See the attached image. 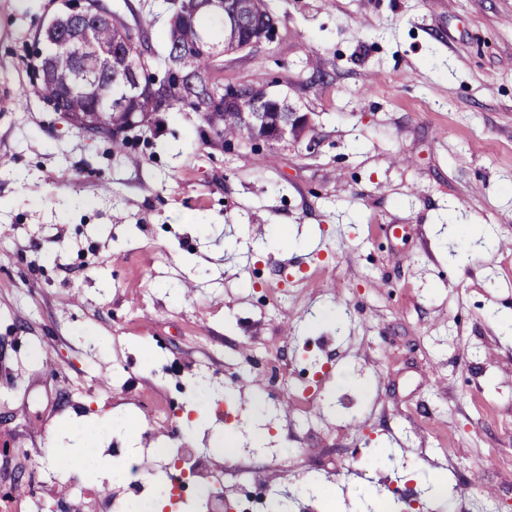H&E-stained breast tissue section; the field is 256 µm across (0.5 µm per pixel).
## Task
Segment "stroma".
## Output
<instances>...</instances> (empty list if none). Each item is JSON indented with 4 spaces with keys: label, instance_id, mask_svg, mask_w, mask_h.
Returning a JSON list of instances; mask_svg holds the SVG:
<instances>
[{
    "label": "stroma",
    "instance_id": "35a3bbf8",
    "mask_svg": "<svg viewBox=\"0 0 512 512\" xmlns=\"http://www.w3.org/2000/svg\"><path fill=\"white\" fill-rule=\"evenodd\" d=\"M165 53L167 0H116ZM272 42L224 55L308 113L318 146L253 150L158 112L118 145L54 111L28 55L57 0H0V445L8 468L108 448L159 395L150 374L210 385L192 437L224 439L286 512L317 477L330 512L359 490L431 493L435 512H512V0H268ZM171 260L160 264L159 250ZM276 289L277 312L257 291ZM342 307L339 321L328 317ZM329 350L322 420L290 434L266 364ZM252 412L255 449L238 423ZM358 448L394 463L354 466ZM290 460L288 469L266 465Z\"/></svg>",
    "mask_w": 512,
    "mask_h": 512
}]
</instances>
